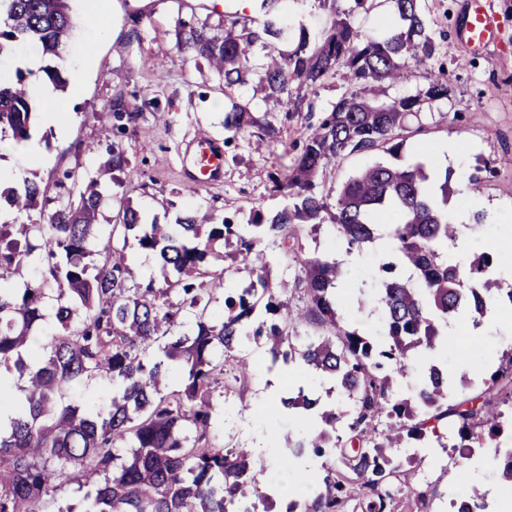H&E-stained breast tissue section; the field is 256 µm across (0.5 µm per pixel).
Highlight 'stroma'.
Segmentation results:
<instances>
[{
	"mask_svg": "<svg viewBox=\"0 0 512 512\" xmlns=\"http://www.w3.org/2000/svg\"><path fill=\"white\" fill-rule=\"evenodd\" d=\"M104 12V30L95 35L73 28L60 57L49 58L66 77H80V89L66 87L54 91L52 99L39 100L40 108L53 102L67 106L64 129L39 125L36 142L40 155L28 158L24 150L0 159V186L16 184L19 171L53 183L64 172H75L79 179L96 178L111 186L106 171L107 144L112 143V120L107 108L116 93L138 94L146 100L145 119L136 134L121 137L123 148L139 177L131 184L130 197L146 217L174 222L189 208L199 214L214 213L246 221L250 212L269 211L281 206L282 196L272 192L273 181L284 176L297 150L299 123L288 126L282 142L270 143L257 135L225 133L223 111L215 100L247 102L251 112L282 114L283 109L266 100L256 76L245 84L225 89L222 79L208 67L181 57L176 50L180 23L220 25L225 14H238L240 20H261L259 8L239 9L236 0H98ZM497 15V36L485 49L469 47L464 40L468 0H422L428 32L434 38L438 59L443 62L450 89L444 101L423 105V133L409 136L408 148L433 150L435 162L466 178L477 162L501 156L512 157V0H489ZM346 13L363 34L381 35L392 21L390 0H369L358 10L353 0H292L287 24L290 30L306 28L318 38L331 13ZM94 43L95 54L89 66L75 72L87 43ZM206 133L224 145V183L209 188H187L181 176L180 151L185 142ZM461 144L456 155L445 152L449 143ZM480 196L485 203L486 220L471 226L469 232L494 252L497 285L512 287V250L501 241L512 233V167H501L489 177ZM307 254L330 255L346 266L354 284L349 289L347 312L355 324L368 329L377 316L378 300L373 283L380 278V266L391 254L372 249L347 254L332 225L325 224L303 235ZM249 356L257 367L246 386L236 392L217 386L213 395L216 408L211 437L227 448H261L269 470H276L280 451L273 448L267 419L256 410L259 403L279 398L288 387L326 396L328 403L340 404L328 381L313 375L295 377L282 370H268L262 345L249 344ZM512 352V329L486 318L459 323L454 346L440 353L438 361L452 376L454 394H471L480 387L500 357ZM445 448H404L401 459L417 457L420 488L430 494L429 512H449L451 501L460 494L478 489L481 512H512V492L499 478V470L512 452V427L503 426L496 440L473 448L471 456L461 457L456 437H449Z\"/></svg>",
	"mask_w": 512,
	"mask_h": 512,
	"instance_id": "stroma-1",
	"label": "stroma"
}]
</instances>
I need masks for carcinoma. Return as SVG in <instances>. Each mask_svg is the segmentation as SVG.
<instances>
[{"label": "carcinoma", "instance_id": "carcinoma-1", "mask_svg": "<svg viewBox=\"0 0 512 512\" xmlns=\"http://www.w3.org/2000/svg\"><path fill=\"white\" fill-rule=\"evenodd\" d=\"M70 2L0 0V55L34 41L43 54L60 56L74 25ZM287 2L261 0L264 20L255 28L236 19L222 33L191 26L177 42L178 52L215 70L224 87L254 74L266 98L287 106L285 119L307 120L300 153L284 181H275V190L288 191L284 207L245 224L214 214L201 224L189 210L161 224L131 205L125 182L115 177L119 210L105 235L98 231L103 194L96 180L76 198H51L26 175L19 187L0 192L8 215L0 219V365L15 374L12 385L0 380V400L16 410L0 426V512H52L57 492L75 481L86 488L85 512H273L263 454L210 441L211 396L224 366L235 370L228 391L253 373L242 348L250 335L262 342L268 369L293 362L334 381L346 399L343 408H324L301 387L280 399L312 422L275 434L281 466L306 451L326 458L324 475L304 477L308 493L286 512H347L354 500L360 512H387L405 489L425 512L426 492L415 488L416 470L399 460V449L410 440L441 438V427L455 431L461 448L501 432L500 405L512 402L511 353L480 391L458 399L449 398L448 378L436 366L421 364L441 351L449 318L463 309L482 316L500 297L512 305V288H488L494 257L487 247L448 260V245L460 233L448 217L454 171H438L421 155L402 159L410 120L425 102L449 93L441 64L425 91L386 94L385 86L407 79L410 64L436 62L420 0H392L396 23L377 39L337 17L314 41L300 30L284 52L278 20ZM256 49L261 63L254 62ZM340 67L351 91L317 116L299 90L323 85ZM34 110L22 71L0 82V135L19 144L31 140ZM109 110L115 136L136 132L144 119L142 106L122 93ZM251 128L272 143L284 133V123L269 112L257 117L238 103L224 111L225 131ZM373 151L392 160L359 170L337 190L325 188L337 159ZM108 154L107 167L133 178L120 146ZM50 203L46 223L22 222ZM324 223L358 252L387 224L399 262L413 267L404 280L396 273L399 262L381 265L382 314L374 336L344 314L339 263L310 257L300 244L305 227ZM131 238L173 271L165 287L134 279ZM219 248L232 263L250 267L251 279L224 293V312L216 314V292L232 271L212 262ZM288 259L293 281H272V263ZM37 262L39 276L14 287L12 278ZM290 287L305 299L297 314L284 299ZM50 315L55 324L47 333ZM303 322L324 334L299 348L293 340ZM416 370V386L400 396L402 380ZM86 379L111 384L110 402H70ZM339 423L346 426L343 437L336 434Z\"/></svg>", "mask_w": 512, "mask_h": 512}]
</instances>
